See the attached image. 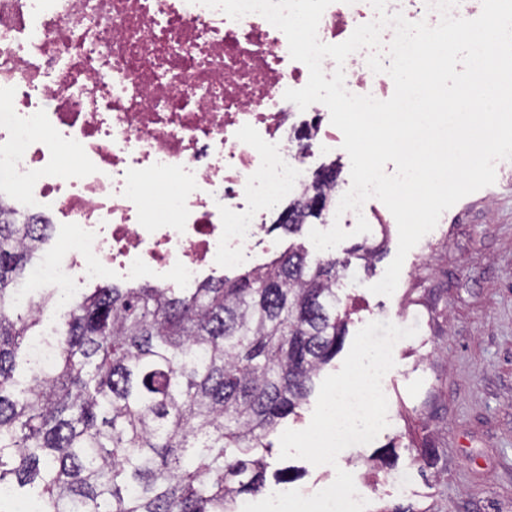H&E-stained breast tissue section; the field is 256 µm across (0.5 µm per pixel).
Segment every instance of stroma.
<instances>
[{"label":"stroma","instance_id":"35a3bbf8","mask_svg":"<svg viewBox=\"0 0 512 512\" xmlns=\"http://www.w3.org/2000/svg\"><path fill=\"white\" fill-rule=\"evenodd\" d=\"M494 184L469 194L408 253L392 295H376L394 259L398 227H371L330 249L349 266L336 286L347 335L372 321L417 326L383 378L388 425L348 448L345 469L367 512H512V160ZM381 244L364 266L351 253ZM286 470L282 491L313 494L335 470L301 458L269 457Z\"/></svg>","mask_w":512,"mask_h":512}]
</instances>
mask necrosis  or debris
<instances>
[{
    "mask_svg": "<svg viewBox=\"0 0 512 512\" xmlns=\"http://www.w3.org/2000/svg\"><path fill=\"white\" fill-rule=\"evenodd\" d=\"M376 12L332 0L318 25L347 40ZM351 54L345 86L378 96L385 76ZM282 31L199 0H0V206L16 223H59L21 296L114 279L194 288L203 267L241 263L275 205L310 184L314 154L344 157Z\"/></svg>",
    "mask_w": 512,
    "mask_h": 512,
    "instance_id": "4bbe7bcc",
    "label": "necrosis or debris"
}]
</instances>
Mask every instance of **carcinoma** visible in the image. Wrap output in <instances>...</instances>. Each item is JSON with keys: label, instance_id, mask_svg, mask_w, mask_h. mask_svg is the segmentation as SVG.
Masks as SVG:
<instances>
[{"label": "carcinoma", "instance_id": "obj_1", "mask_svg": "<svg viewBox=\"0 0 512 512\" xmlns=\"http://www.w3.org/2000/svg\"><path fill=\"white\" fill-rule=\"evenodd\" d=\"M336 182L323 169L275 228L322 218ZM49 228L0 211V487L36 512H235L263 492L268 437L344 340L345 261L290 249L178 292L96 288L54 329L51 370L28 358L21 380L40 313L15 285Z\"/></svg>", "mask_w": 512, "mask_h": 512}]
</instances>
